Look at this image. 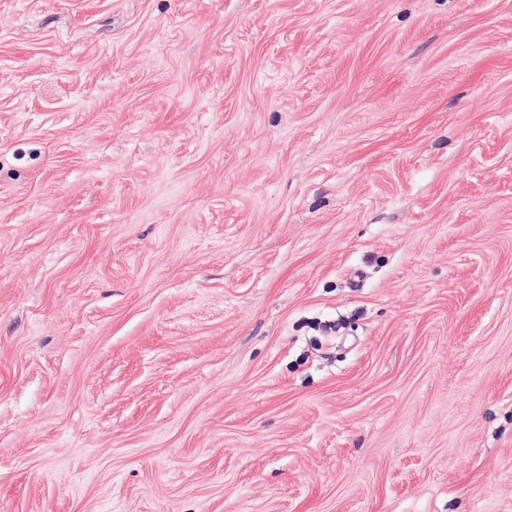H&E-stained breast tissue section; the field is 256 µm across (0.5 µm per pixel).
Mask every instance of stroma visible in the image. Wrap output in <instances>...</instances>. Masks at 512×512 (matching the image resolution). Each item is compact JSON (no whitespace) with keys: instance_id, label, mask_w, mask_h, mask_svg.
Masks as SVG:
<instances>
[{"instance_id":"stroma-1","label":"stroma","mask_w":512,"mask_h":512,"mask_svg":"<svg viewBox=\"0 0 512 512\" xmlns=\"http://www.w3.org/2000/svg\"><path fill=\"white\" fill-rule=\"evenodd\" d=\"M0 512H512V0H0Z\"/></svg>"}]
</instances>
